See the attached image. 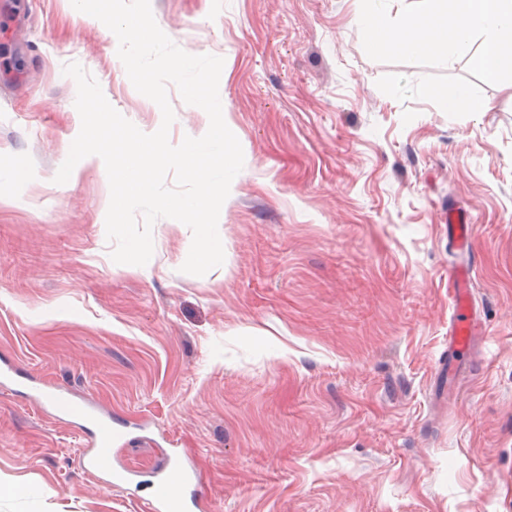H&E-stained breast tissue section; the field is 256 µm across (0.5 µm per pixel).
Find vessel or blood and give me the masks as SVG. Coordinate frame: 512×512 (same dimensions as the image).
Listing matches in <instances>:
<instances>
[{"mask_svg": "<svg viewBox=\"0 0 512 512\" xmlns=\"http://www.w3.org/2000/svg\"><path fill=\"white\" fill-rule=\"evenodd\" d=\"M451 240L462 257L460 265L448 274V291L454 303V314L448 324V350L457 354L468 351L478 333V318L471 307L469 287L472 279L470 257L473 252V226L468 221L451 225ZM48 401L59 417L79 423L95 421L92 449L81 459L82 465L111 477L113 485L129 482L131 469L117 461V452L125 443L121 431L112 427L111 419L101 416L94 404L73 400L61 392H52ZM154 496L149 500V512H186L185 492L192 480V472L176 453H168L165 465L153 472Z\"/></svg>", "mask_w": 512, "mask_h": 512, "instance_id": "obj_1", "label": "vessel or blood"}]
</instances>
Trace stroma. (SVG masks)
I'll list each match as a JSON object with an SVG mask.
<instances>
[{
    "mask_svg": "<svg viewBox=\"0 0 512 512\" xmlns=\"http://www.w3.org/2000/svg\"><path fill=\"white\" fill-rule=\"evenodd\" d=\"M192 55L222 57L244 167L225 259L183 273L158 219L149 270L115 263L100 157L54 177L81 128L79 63L142 132L161 125L118 40L71 0H0V512H146L168 442L198 512H512V93L365 53L360 0H151ZM459 95L488 112L449 111ZM168 97L171 144L207 115ZM23 179H16V172ZM474 225L481 330L448 360L445 217ZM141 420L127 488L82 466L86 433L28 378Z\"/></svg>",
    "mask_w": 512,
    "mask_h": 512,
    "instance_id": "obj_1",
    "label": "stroma"
}]
</instances>
